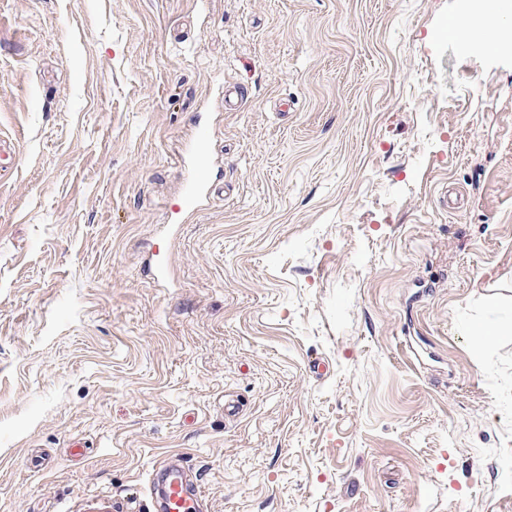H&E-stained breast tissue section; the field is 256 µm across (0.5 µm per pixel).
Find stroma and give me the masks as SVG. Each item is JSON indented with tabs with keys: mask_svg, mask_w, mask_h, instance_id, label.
Masks as SVG:
<instances>
[{
	"mask_svg": "<svg viewBox=\"0 0 512 512\" xmlns=\"http://www.w3.org/2000/svg\"><path fill=\"white\" fill-rule=\"evenodd\" d=\"M462 6L0 0V512H153L164 458L207 512H512V52ZM502 28V18L487 10L484 11L481 22L469 28L471 35L467 37V41L471 44L481 45L485 50L491 53H506L512 48V40L499 37ZM490 30L493 34L490 38H484L478 33ZM209 139V129L198 126L189 150L193 158V176L181 198L185 212L197 211L210 189V159L207 154Z\"/></svg>",
	"mask_w": 512,
	"mask_h": 512,
	"instance_id": "1",
	"label": "stroma"
}]
</instances>
